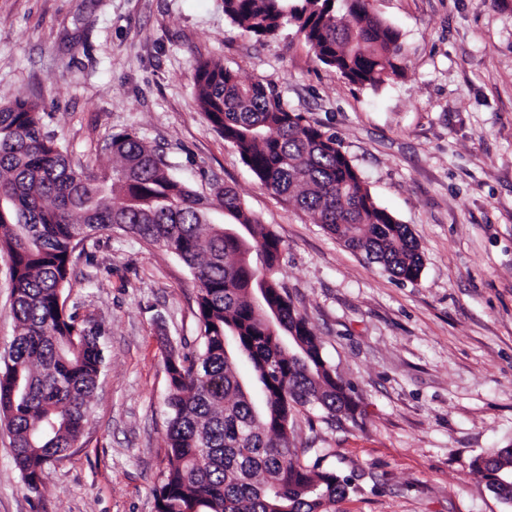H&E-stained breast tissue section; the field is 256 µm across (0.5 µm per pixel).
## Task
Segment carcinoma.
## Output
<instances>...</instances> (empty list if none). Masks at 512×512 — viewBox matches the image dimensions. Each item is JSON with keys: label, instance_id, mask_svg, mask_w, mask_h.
Wrapping results in <instances>:
<instances>
[{"label": "carcinoma", "instance_id": "1", "mask_svg": "<svg viewBox=\"0 0 512 512\" xmlns=\"http://www.w3.org/2000/svg\"><path fill=\"white\" fill-rule=\"evenodd\" d=\"M224 16L258 41L295 26L320 63L362 87L404 74L400 33L371 0H224ZM194 76L209 122L268 190L392 275L418 278L414 238L375 203L336 136L221 63L199 59ZM43 112L37 100L0 105V248L12 259L17 327L0 370V426L27 487L38 491L45 465L82 435L105 355L60 299L75 245L115 228L174 254L199 283L203 349H167L157 512H336L357 487L319 458L301 462L290 430L301 408L334 421L355 419L357 406L279 280L280 239L236 190L198 194L129 133L106 144L120 165L72 168L43 131ZM472 466L512 504L511 450Z\"/></svg>", "mask_w": 512, "mask_h": 512}]
</instances>
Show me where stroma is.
<instances>
[{
    "label": "stroma",
    "mask_w": 512,
    "mask_h": 512,
    "mask_svg": "<svg viewBox=\"0 0 512 512\" xmlns=\"http://www.w3.org/2000/svg\"><path fill=\"white\" fill-rule=\"evenodd\" d=\"M404 76L350 84L288 27L244 35L224 0H0V103L35 97L76 167L112 134L157 148L201 194L233 187L284 246L281 280L351 388L355 420L295 413L297 447L354 477L336 512H512L472 467L512 448V0H373ZM275 85L336 135L376 203L415 237L407 281L273 195L202 111L194 64ZM198 284L112 229L73 252L66 313L102 327L106 366L67 455L25 485L0 428V512H157L168 464L167 343L202 350Z\"/></svg>",
    "instance_id": "stroma-1"
}]
</instances>
